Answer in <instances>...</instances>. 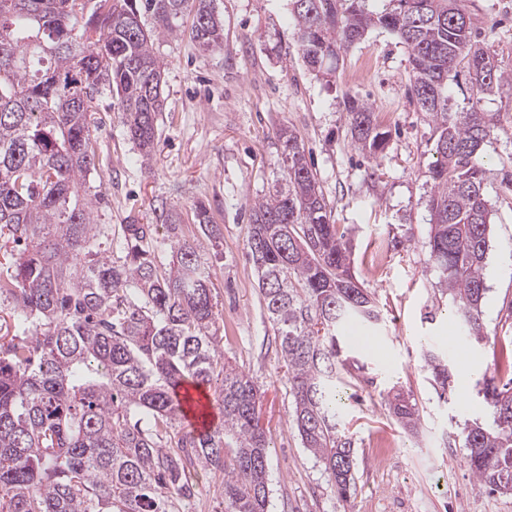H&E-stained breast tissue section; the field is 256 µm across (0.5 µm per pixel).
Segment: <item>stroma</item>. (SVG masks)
I'll return each mask as SVG.
<instances>
[{
	"label": "stroma",
	"instance_id": "35a3bbf8",
	"mask_svg": "<svg viewBox=\"0 0 512 512\" xmlns=\"http://www.w3.org/2000/svg\"><path fill=\"white\" fill-rule=\"evenodd\" d=\"M466 5L476 41L512 77V0ZM215 6L224 20L223 47L199 51L185 34L155 42L166 73L151 160L126 135L115 99L97 102L98 163L87 183L101 194L93 210L100 243L113 257L125 256L123 225L148 224V246L165 263L174 236H198L197 203L221 225V240L205 242L203 253L223 311L224 355L261 392L267 512H512V493L476 486L461 437L465 423L486 416L477 386L483 375L512 378V80L489 94L463 76L450 86L455 107L486 114L489 134L477 160L487 170L493 210L482 303L490 340L466 343L462 359L447 345L461 329L426 247L436 136L412 93L405 46L395 34L371 28L341 50L335 73L326 76L304 62L288 0H215ZM350 97L369 103L388 131L382 155L352 143ZM283 127L303 145L333 220L349 229L353 271L380 312L371 332L377 350L352 348L362 370L338 381L340 421L357 449L356 488L345 499L291 424V386L248 257L251 206L284 174ZM162 206L177 215V233L156 222ZM429 351L447 360L454 399H440L435 390L422 362ZM395 391L416 402V432L392 417L387 395ZM191 483L187 512H223L221 478L200 469Z\"/></svg>",
	"mask_w": 512,
	"mask_h": 512
}]
</instances>
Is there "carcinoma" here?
Returning <instances> with one entry per match:
<instances>
[{"mask_svg":"<svg viewBox=\"0 0 512 512\" xmlns=\"http://www.w3.org/2000/svg\"><path fill=\"white\" fill-rule=\"evenodd\" d=\"M122 10L87 16L81 0H0V238L24 243L0 274V296L18 319L0 334V512H182L191 473L224 477L227 512H265L269 443L252 377L224 358L216 330L223 314L212 294L201 243L178 238L169 266L143 246L148 224H126L123 261L101 249L86 186L96 168L94 103L117 97L129 137L144 157L155 145L164 62L155 40L176 35L191 9L190 40L201 52L224 44L214 0H118ZM289 0L299 49L313 69H336L341 48L372 27L406 46L413 93L433 124L439 158L430 259L465 335L488 339L481 303L492 210L477 163L486 115L453 112L449 82L468 74L488 93L508 81L495 54L472 38L465 0ZM149 18L147 27L143 19ZM351 139L373 156L387 132L371 106L347 101ZM288 158L284 184L251 206L247 239L258 288L294 405L304 448L346 498L355 487L356 447L341 429L337 397L342 335L378 318L374 299L351 270V243L331 219L298 136L279 131ZM196 220L220 236L207 210ZM447 390L448 364L424 356ZM220 383L221 425H183L178 390ZM489 420L464 429L470 470L480 487L512 491V381L484 376ZM396 422L412 431L416 404L389 399Z\"/></svg>","mask_w":512,"mask_h":512,"instance_id":"1","label":"carcinoma"}]
</instances>
